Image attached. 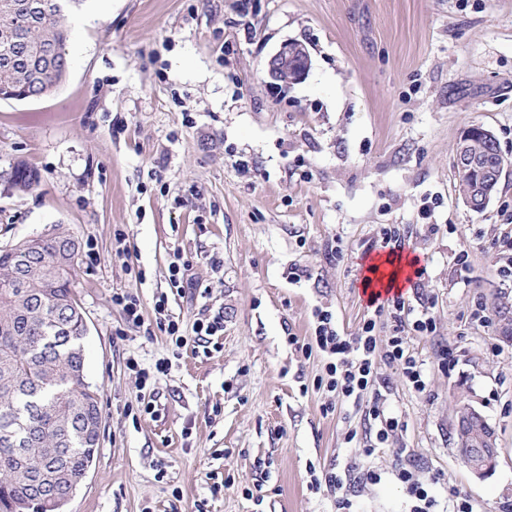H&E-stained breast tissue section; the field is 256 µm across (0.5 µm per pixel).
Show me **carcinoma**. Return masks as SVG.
Instances as JSON below:
<instances>
[{
    "instance_id": "cac0c4a2",
    "label": "carcinoma",
    "mask_w": 512,
    "mask_h": 512,
    "mask_svg": "<svg viewBox=\"0 0 512 512\" xmlns=\"http://www.w3.org/2000/svg\"><path fill=\"white\" fill-rule=\"evenodd\" d=\"M0 0V100L53 95L69 71L66 13L83 0ZM476 150L497 154L496 141L474 127ZM39 172L23 161L0 172V184L27 193ZM24 240L0 250V512L19 499L85 476L100 445L99 393L86 379L82 339L87 327L72 286L80 242L65 232L40 236L34 264L21 267Z\"/></svg>"
}]
</instances>
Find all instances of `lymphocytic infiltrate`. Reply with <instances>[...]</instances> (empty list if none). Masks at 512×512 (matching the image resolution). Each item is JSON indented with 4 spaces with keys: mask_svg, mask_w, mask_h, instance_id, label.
Returning <instances> with one entry per match:
<instances>
[{
    "mask_svg": "<svg viewBox=\"0 0 512 512\" xmlns=\"http://www.w3.org/2000/svg\"><path fill=\"white\" fill-rule=\"evenodd\" d=\"M369 307L376 311H388L394 321L391 336H388L385 352H378V339L375 334L376 321L365 318L358 335L350 337L339 333L331 312L317 310V326L311 344L326 360L325 375L320 378L321 386L332 392L342 401H358L362 396H370L367 416L376 421L377 428L373 436L367 437L362 453L370 457L386 447L389 439L400 427V421L385 407L386 398L380 390L376 368L377 356H384L388 363L400 367L407 383L416 392H423L426 382L423 363L411 348L406 329H413L420 336L434 333L436 324L429 303H421L419 309L407 305L404 297L397 296L378 303L370 299ZM155 322L165 332L172 343V354L157 359L148 367H136L135 373L140 386L147 387L162 376L168 375L174 358L180 357L183 350L199 348L210 344L211 338L224 328L221 317H213L197 322L192 333H185L179 323L167 312L165 299L154 304ZM414 314L413 323H406V314ZM392 477L401 483L410 499L409 512H436L437 501L431 493L432 485L438 484L440 475L422 476L419 468L399 466L392 470Z\"/></svg>",
    "mask_w": 512,
    "mask_h": 512,
    "instance_id": "f902f5d3",
    "label": "lymphocytic infiltrate"
}]
</instances>
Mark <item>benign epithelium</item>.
Listing matches in <instances>:
<instances>
[{
  "instance_id": "1",
  "label": "benign epithelium",
  "mask_w": 512,
  "mask_h": 512,
  "mask_svg": "<svg viewBox=\"0 0 512 512\" xmlns=\"http://www.w3.org/2000/svg\"><path fill=\"white\" fill-rule=\"evenodd\" d=\"M310 70V56L306 47L299 41L283 43L267 62V72L274 84L299 83ZM460 168H476L481 177L471 191L470 206L488 204L497 192V168L488 158L461 145L456 155ZM456 452L470 472L484 478L492 473L498 463L497 435L480 411L463 404L455 424ZM75 493L74 486L68 484L58 491L44 495L53 507L66 505Z\"/></svg>"
}]
</instances>
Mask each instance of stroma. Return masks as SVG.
Returning a JSON list of instances; mask_svg holds the SVG:
<instances>
[{"label":"stroma","instance_id":"obj_1","mask_svg":"<svg viewBox=\"0 0 512 512\" xmlns=\"http://www.w3.org/2000/svg\"><path fill=\"white\" fill-rule=\"evenodd\" d=\"M67 22L78 58L66 82L42 100L0 101V171L22 160L41 177L25 195L0 189V249L62 228L97 253L74 286L100 448L66 512H336L307 467L346 462L383 473L348 489L354 512H408L390 470L413 464L441 474L439 505L455 484L475 512H507L512 343L476 309L512 304L499 271L512 165L475 212L453 155L479 124L512 161V0H248L244 17L236 0H84ZM290 40L307 47L309 73L272 84L266 62ZM385 224L425 270L404 298L432 300L437 331L410 340L425 392L378 361L403 428L368 461L347 440L368 427L364 405L317 388L325 359L301 346L318 308L357 334L364 259ZM176 256L188 266L179 290ZM121 291L139 297L146 324L160 296L184 331L224 320L217 347L184 351L157 380L150 413L128 361L153 364L169 340L125 320L112 304ZM463 403L498 435L483 479L455 450Z\"/></svg>","mask_w":512,"mask_h":512}]
</instances>
